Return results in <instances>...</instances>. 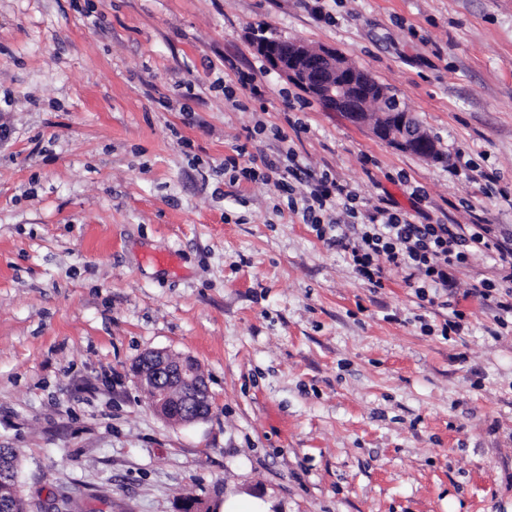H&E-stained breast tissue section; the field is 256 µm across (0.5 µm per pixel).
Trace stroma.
Masks as SVG:
<instances>
[{"mask_svg": "<svg viewBox=\"0 0 512 512\" xmlns=\"http://www.w3.org/2000/svg\"><path fill=\"white\" fill-rule=\"evenodd\" d=\"M259 34L344 55L440 159L327 109ZM292 159L280 189L265 163ZM324 175L359 221L512 247V0H0V447L31 512H512L494 255L430 302L386 262L372 287L342 209L321 235L288 208ZM157 349L198 362L207 420L150 408L132 366Z\"/></svg>", "mask_w": 512, "mask_h": 512, "instance_id": "35a3bbf8", "label": "stroma"}]
</instances>
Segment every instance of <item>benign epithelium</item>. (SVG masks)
Segmentation results:
<instances>
[{
    "label": "benign epithelium",
    "mask_w": 512,
    "mask_h": 512,
    "mask_svg": "<svg viewBox=\"0 0 512 512\" xmlns=\"http://www.w3.org/2000/svg\"><path fill=\"white\" fill-rule=\"evenodd\" d=\"M255 49L273 69L319 98L329 109L345 113L357 124L370 125L378 138L419 156L432 153L428 139L413 131L416 118L412 113L382 112L376 122L370 118L367 104L372 78L335 51L312 50L300 42L288 41L257 44ZM134 375L149 395L153 409L166 421L185 425L208 418L209 386L194 359L150 351L139 358Z\"/></svg>",
    "instance_id": "obj_1"
}]
</instances>
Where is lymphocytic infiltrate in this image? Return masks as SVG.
<instances>
[{
  "instance_id": "f902f5d3",
  "label": "lymphocytic infiltrate",
  "mask_w": 512,
  "mask_h": 512,
  "mask_svg": "<svg viewBox=\"0 0 512 512\" xmlns=\"http://www.w3.org/2000/svg\"><path fill=\"white\" fill-rule=\"evenodd\" d=\"M341 199L352 202V192L333 182L318 181L301 197L302 213L309 223H319L321 213L336 208ZM488 251L497 253L501 280L509 285L507 300L497 301L496 306L512 314V248L501 246L484 225L416 224L400 210L379 207L368 224L362 225L351 256L356 272L374 287L382 285L379 261L384 258L418 269L425 276V287L437 289L447 287L450 268L464 265L471 253Z\"/></svg>"
}]
</instances>
